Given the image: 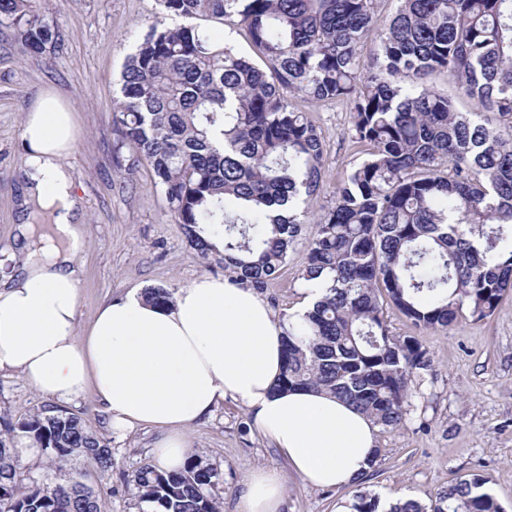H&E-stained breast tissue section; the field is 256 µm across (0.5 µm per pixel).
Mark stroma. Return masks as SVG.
I'll list each match as a JSON object with an SVG mask.
<instances>
[{"label": "stroma", "mask_w": 512, "mask_h": 512, "mask_svg": "<svg viewBox=\"0 0 512 512\" xmlns=\"http://www.w3.org/2000/svg\"><path fill=\"white\" fill-rule=\"evenodd\" d=\"M33 7L53 25L56 47L28 52L14 29L0 26V260H7L25 194L21 130L33 99L59 93L76 114V146L66 158L77 184L88 243L81 256L78 327L86 329L108 298L148 287L177 290L202 275L221 276L223 268L201 260L188 248L182 228L156 185L146 162L123 143L112 122L117 80L127 57L154 23L179 24L157 0H34ZM324 132L325 174L319 198L328 206L336 187L361 162L366 149L354 141L350 108L292 99ZM316 233L304 224L285 267L263 295L283 316L305 296L301 270ZM393 334L416 337L429 352L433 370L412 383L406 424L376 435L382 456L368 482L381 498L408 495L427 501L472 473L512 512V296L492 316H463L448 330L413 327L398 310L387 308ZM12 371L0 372V410L21 416L53 407ZM92 432L112 448V470L99 476L81 460L62 473L49 465L36 474L48 483L79 472L99 499L101 512H140L128 480L152 462L153 433L143 428L112 430L94 395L69 403ZM193 449L221 474L215 493L223 512H238V492L251 471L278 469L284 478L282 512H337L351 502L350 489H322L294 473L255 428L247 409L225 399L204 423L188 431Z\"/></svg>", "instance_id": "stroma-1"}]
</instances>
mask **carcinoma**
Segmentation results:
<instances>
[{
	"instance_id": "1",
	"label": "carcinoma",
	"mask_w": 512,
	"mask_h": 512,
	"mask_svg": "<svg viewBox=\"0 0 512 512\" xmlns=\"http://www.w3.org/2000/svg\"><path fill=\"white\" fill-rule=\"evenodd\" d=\"M31 0H0V25L42 53L55 41ZM186 20L153 25L119 78L113 123L150 167L188 246L231 280L264 289L288 263L301 216L324 174V136L284 93L350 106L352 137L369 146L317 221L302 279L322 288L288 322L277 391L327 392L382 431L404 425L410 384L432 370L413 336H393L384 305L414 326L448 329L463 313L491 316L512 291V0H399L375 39L378 0H158ZM247 29L261 63L194 24ZM443 72L476 115L424 87ZM156 306L172 301L148 288ZM27 437L63 468L84 458L112 470L109 441L61 408L0 416V512H100L73 476L38 482L22 471ZM220 474L193 453L167 472L142 465L132 494L150 512H221ZM353 512H382L359 490ZM388 512H502L484 482L461 478L434 499Z\"/></svg>"
}]
</instances>
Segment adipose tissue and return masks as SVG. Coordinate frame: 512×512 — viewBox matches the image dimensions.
<instances>
[{
    "label": "adipose tissue",
    "instance_id": "adipose-tissue-1",
    "mask_svg": "<svg viewBox=\"0 0 512 512\" xmlns=\"http://www.w3.org/2000/svg\"><path fill=\"white\" fill-rule=\"evenodd\" d=\"M75 131L68 105L50 91L23 122L25 206L50 225L39 238L32 224L18 227L19 267L0 281V371L17 372L60 403L94 393L113 429L156 431L151 452L168 471L191 454L188 430L229 397L308 481L355 486L371 470L376 425L328 394L275 391L288 322L253 288L202 275L164 307L133 290L107 301L79 331L87 229L64 163ZM284 493L277 470H257L240 492V512H279Z\"/></svg>",
    "mask_w": 512,
    "mask_h": 512
}]
</instances>
